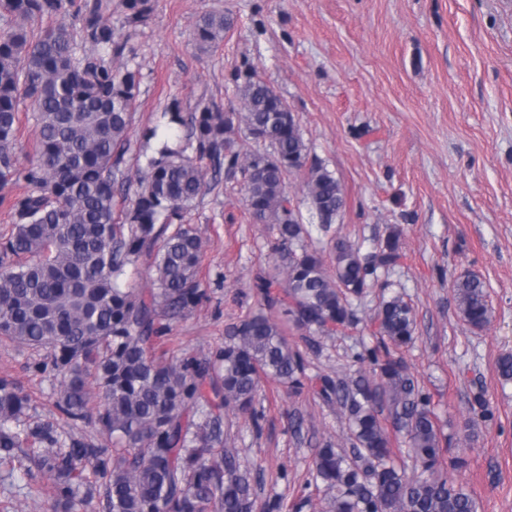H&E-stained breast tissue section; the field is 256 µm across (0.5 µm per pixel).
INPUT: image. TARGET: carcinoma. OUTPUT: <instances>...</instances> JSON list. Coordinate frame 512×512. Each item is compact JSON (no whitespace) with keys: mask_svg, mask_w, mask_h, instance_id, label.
I'll use <instances>...</instances> for the list:
<instances>
[{"mask_svg":"<svg viewBox=\"0 0 512 512\" xmlns=\"http://www.w3.org/2000/svg\"><path fill=\"white\" fill-rule=\"evenodd\" d=\"M121 8L129 26L152 10L150 0H121ZM0 9V180L28 186L10 202L13 224L0 235V338L46 350L36 369L60 383L56 409L65 423L93 424L112 439L110 450L63 440V427L32 420L30 396L0 378V468L46 479L58 512L92 497L101 479L106 512H284L281 495L256 505L203 381L212 380L220 407L255 421L260 375L300 392L305 352L288 341L284 323L326 336L354 326L352 299L402 258L398 234L368 252L332 239L325 266L305 242L299 209L288 208L285 178L304 167L308 146L288 104L250 69L234 76L240 112L201 97L186 118L172 99L169 124L187 134L150 155L157 131L143 133L138 156L146 165L133 203L120 205L141 72L112 65L126 44L115 39L102 0H0ZM62 15L74 23H54ZM228 25L222 12L203 15L195 46L216 48ZM27 102L36 112L34 159L19 170L13 149ZM243 138L267 149L244 152ZM209 168L241 174L250 216L276 226L271 251L283 275L256 278L268 313L229 326L213 357H157L154 339L170 330L160 317L185 315L205 297L204 244L184 218L208 189ZM305 195L325 228L346 205L340 180L320 163ZM143 256L153 259L155 278L139 292L124 276ZM452 288L462 321L484 329L492 318L484 281L464 274ZM374 326L380 341L353 353L359 370L319 378L316 394L338 407L353 442L345 449L326 441L307 486L324 493L330 512H479L454 477L467 460L448 448L431 394L395 357L413 339L412 306L390 297Z\"/></svg>","mask_w":512,"mask_h":512,"instance_id":"cac0c4a2","label":"carcinoma"}]
</instances>
